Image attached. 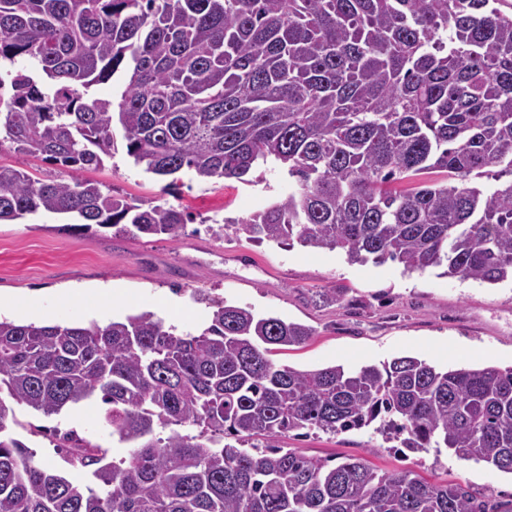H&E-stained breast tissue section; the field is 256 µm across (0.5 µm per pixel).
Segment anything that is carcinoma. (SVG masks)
Listing matches in <instances>:
<instances>
[{
  "label": "carcinoma",
  "instance_id": "cac0c4a2",
  "mask_svg": "<svg viewBox=\"0 0 512 512\" xmlns=\"http://www.w3.org/2000/svg\"><path fill=\"white\" fill-rule=\"evenodd\" d=\"M500 0H0V143L64 168L112 156L147 173L245 180L268 162L295 190L246 239L496 284L512 279V13ZM124 78L118 103L95 86ZM442 171L445 181L414 186ZM496 181L489 188L481 179ZM177 237L188 214L89 179L0 165V222ZM196 333L148 310L101 326L0 318V512H512L460 483L308 456L291 431L372 428L512 474V366L402 356L349 371L277 365L313 330L214 302ZM127 455L75 431L55 444L100 490L33 461L15 407L46 417L94 396ZM263 439L257 443L256 439Z\"/></svg>",
  "mask_w": 512,
  "mask_h": 512
}]
</instances>
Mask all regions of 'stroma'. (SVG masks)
<instances>
[{
    "mask_svg": "<svg viewBox=\"0 0 512 512\" xmlns=\"http://www.w3.org/2000/svg\"><path fill=\"white\" fill-rule=\"evenodd\" d=\"M0 165L40 180L98 181L113 195L168 201L193 218L176 238L112 229L69 232L62 230V218L46 214L0 224V296L38 303L45 321L104 325L140 310L157 311L161 299L174 297L184 313L178 330L186 333L196 331L211 314L213 300L221 299L312 328L304 345L271 355L274 363L296 369H357L406 355L440 367L512 366L511 281H462L435 268L407 273L390 261L352 264L336 250L256 243L229 229L218 240L207 232L205 220L246 218L287 196L294 182L282 168L258 166L247 183H202L182 173L180 189L170 197L163 192L165 179L135 166L119 136L111 157L97 168L64 170L42 155L17 153L7 142L0 144ZM103 284L121 299L91 310V296ZM331 289L342 292L341 301L324 300ZM60 292L72 293L74 302L59 306ZM104 410L96 398L51 417L25 408L18 409L17 417L47 428V436L29 438L28 445L38 462L60 468L64 462L54 450L55 433L73 430L112 447V436L100 422ZM282 444L306 455L361 458L384 472L410 470L432 483H463L498 501L512 499L511 474L458 459L445 448L396 450L370 429L292 433Z\"/></svg>",
    "mask_w": 512,
    "mask_h": 512,
    "instance_id": "1",
    "label": "stroma"
}]
</instances>
